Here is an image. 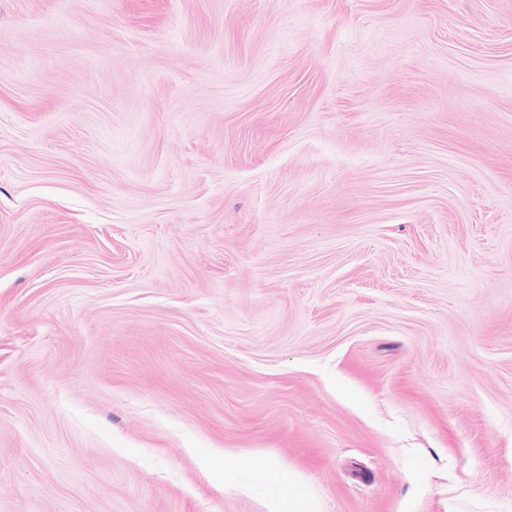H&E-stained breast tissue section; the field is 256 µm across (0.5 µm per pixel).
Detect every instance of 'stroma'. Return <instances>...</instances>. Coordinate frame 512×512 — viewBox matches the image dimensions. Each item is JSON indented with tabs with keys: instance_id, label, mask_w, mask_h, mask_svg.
Instances as JSON below:
<instances>
[{
	"instance_id": "obj_1",
	"label": "stroma",
	"mask_w": 512,
	"mask_h": 512,
	"mask_svg": "<svg viewBox=\"0 0 512 512\" xmlns=\"http://www.w3.org/2000/svg\"><path fill=\"white\" fill-rule=\"evenodd\" d=\"M512 512V0H0V512Z\"/></svg>"
}]
</instances>
